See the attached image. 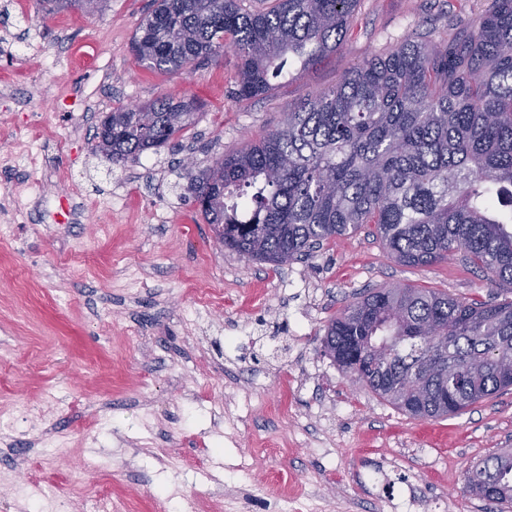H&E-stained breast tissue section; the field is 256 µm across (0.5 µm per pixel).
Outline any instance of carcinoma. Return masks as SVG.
Returning <instances> with one entry per match:
<instances>
[{
	"label": "carcinoma",
	"mask_w": 512,
	"mask_h": 512,
	"mask_svg": "<svg viewBox=\"0 0 512 512\" xmlns=\"http://www.w3.org/2000/svg\"><path fill=\"white\" fill-rule=\"evenodd\" d=\"M359 0H152L132 49L159 72L236 56L242 99L265 94L289 60L321 62L344 41ZM47 13L105 0H46ZM193 103L165 95L107 113L95 151L115 165L178 138ZM225 250L274 266L373 224L404 266L456 257L512 288V0H484L438 41L406 38L280 125L191 176ZM251 213L249 223L239 212ZM325 354L379 399L416 418L457 414L512 389V300L466 301L412 286L374 288L345 307ZM476 495L512 508V451L473 465Z\"/></svg>",
	"instance_id": "cac0c4a2"
}]
</instances>
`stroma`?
Listing matches in <instances>:
<instances>
[{"instance_id": "35a3bbf8", "label": "stroma", "mask_w": 512, "mask_h": 512, "mask_svg": "<svg viewBox=\"0 0 512 512\" xmlns=\"http://www.w3.org/2000/svg\"><path fill=\"white\" fill-rule=\"evenodd\" d=\"M150 7L48 16L41 0H0V225L14 227L0 241V409L15 423L0 512L40 506L21 466L39 433L25 408L40 403L66 439L41 465L76 501L104 476L131 512H156V498H198L212 476L228 494L208 512H284L306 491L321 512H378L392 497L400 512H493L465 473L512 448V390L413 418L342 371L323 338L370 288L498 302L512 290L459 260L400 265L371 224L283 266L245 260L217 242L189 179L397 41L446 37L483 0H359L333 55L254 99L236 96L230 53L191 72L142 67L132 40ZM83 52L101 70L79 65ZM164 94L195 106L178 145L126 166L94 152L106 112Z\"/></svg>"}]
</instances>
